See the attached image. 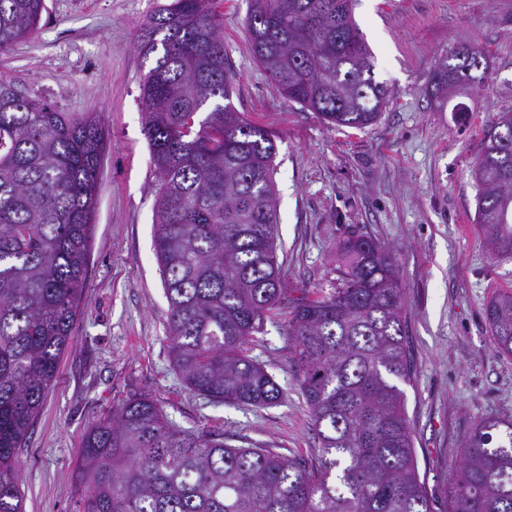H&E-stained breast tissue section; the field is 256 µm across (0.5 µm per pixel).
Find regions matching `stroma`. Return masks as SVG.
<instances>
[{
    "label": "stroma",
    "instance_id": "obj_1",
    "mask_svg": "<svg viewBox=\"0 0 512 512\" xmlns=\"http://www.w3.org/2000/svg\"><path fill=\"white\" fill-rule=\"evenodd\" d=\"M157 0H46L39 28L0 54V78L63 112L95 113L106 134L81 314L56 381L19 455L25 512H79L75 478L87 426L146 391L181 428L241 448L311 459L320 441L288 364V306L328 287L336 245L355 232L395 256L415 377L405 386L418 469L436 512L474 425L512 418V357L500 355L486 303L512 290L475 224L471 169L483 128L512 111V0H358L354 18L390 91L378 120L337 128L288 102L252 57L247 0H215L237 111L273 136L282 294L253 354L283 390L274 406L217 404L190 391L167 352V301L154 250V176L140 84L152 67L137 26ZM461 46L487 72L465 113L426 94Z\"/></svg>",
    "mask_w": 512,
    "mask_h": 512
}]
</instances>
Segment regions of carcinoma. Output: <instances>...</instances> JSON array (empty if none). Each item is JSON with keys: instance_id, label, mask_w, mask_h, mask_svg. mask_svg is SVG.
<instances>
[{"instance_id": "cac0c4a2", "label": "carcinoma", "mask_w": 512, "mask_h": 512, "mask_svg": "<svg viewBox=\"0 0 512 512\" xmlns=\"http://www.w3.org/2000/svg\"><path fill=\"white\" fill-rule=\"evenodd\" d=\"M213 0H171L138 26L154 65L141 84L156 178L154 249L168 303L166 346L187 388L267 408L282 391L252 355L279 303L276 145L232 104ZM354 0H249L255 60L289 102L336 127L364 128L389 101L353 17ZM45 0H0V53L38 29ZM485 54L463 46L428 93L481 82ZM105 133L92 113L60 112L0 81V512H24L19 449L51 388L78 317L91 257ZM475 223L512 254V111L483 131L471 170ZM336 278L288 312L289 367L321 443L307 462L176 426L148 393L84 432L82 512H434L417 470L399 384L413 379L396 261L350 234ZM484 319L512 356V291ZM448 512H512V419L485 418L463 443Z\"/></svg>"}]
</instances>
